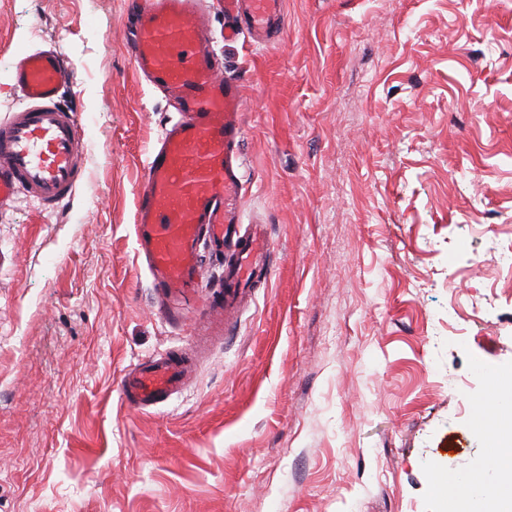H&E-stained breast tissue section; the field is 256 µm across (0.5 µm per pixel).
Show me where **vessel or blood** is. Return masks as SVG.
<instances>
[{
  "label": "vessel or blood",
  "mask_w": 512,
  "mask_h": 512,
  "mask_svg": "<svg viewBox=\"0 0 512 512\" xmlns=\"http://www.w3.org/2000/svg\"><path fill=\"white\" fill-rule=\"evenodd\" d=\"M125 4L135 72L167 94L179 113L147 157L136 199V252L166 322L178 325L202 316L216 324L237 288L262 272L267 253L264 236L253 232L225 274L222 297L201 298L202 246L223 250L240 221L243 91L224 74L203 0ZM220 4L228 42L246 32L267 41L285 23V0ZM71 81L55 50L39 49L16 61L13 85L22 106L0 121V210L23 198L41 211L55 210L83 182L82 124L61 104V91ZM188 365L178 349L137 364L120 380L123 401L141 411L165 402Z\"/></svg>",
  "instance_id": "1"
}]
</instances>
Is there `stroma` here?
<instances>
[{
	"instance_id": "35a3bbf8",
	"label": "stroma",
	"mask_w": 512,
	"mask_h": 512,
	"mask_svg": "<svg viewBox=\"0 0 512 512\" xmlns=\"http://www.w3.org/2000/svg\"><path fill=\"white\" fill-rule=\"evenodd\" d=\"M223 45L244 92V229L272 274L224 336L169 326L135 254L151 147L177 119L140 80L125 0H0L14 63L57 48L85 180L0 212V512H453L506 423L474 360L512 375V0H286ZM467 25H459V17ZM195 370L146 412L127 369Z\"/></svg>"
}]
</instances>
